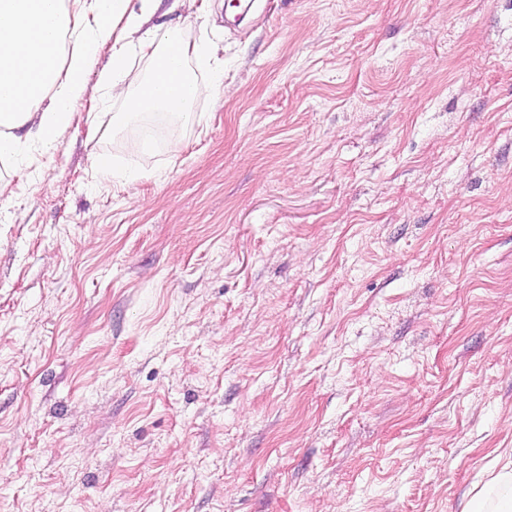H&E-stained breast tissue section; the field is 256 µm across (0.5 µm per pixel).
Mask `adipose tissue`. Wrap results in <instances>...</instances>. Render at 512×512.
Returning <instances> with one entry per match:
<instances>
[{
	"label": "adipose tissue",
	"mask_w": 512,
	"mask_h": 512,
	"mask_svg": "<svg viewBox=\"0 0 512 512\" xmlns=\"http://www.w3.org/2000/svg\"><path fill=\"white\" fill-rule=\"evenodd\" d=\"M157 0H0V158L20 150L15 128L35 123L37 149L53 156L60 134L71 124L86 92L87 77L127 110L121 124L159 112L183 121L194 117L198 86L187 68L189 55L208 58L206 47L189 50L180 39L143 32ZM150 49L152 65L136 87L127 83L130 35ZM112 55L98 59L104 44ZM470 512H512V449L474 497Z\"/></svg>",
	"instance_id": "adipose-tissue-1"
}]
</instances>
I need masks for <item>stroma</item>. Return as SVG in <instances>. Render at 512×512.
<instances>
[{
	"label": "stroma",
	"mask_w": 512,
	"mask_h": 512,
	"mask_svg": "<svg viewBox=\"0 0 512 512\" xmlns=\"http://www.w3.org/2000/svg\"><path fill=\"white\" fill-rule=\"evenodd\" d=\"M230 2L149 22L210 50L192 122L92 74L0 161V512H469L512 448V0Z\"/></svg>",
	"instance_id": "obj_1"
}]
</instances>
